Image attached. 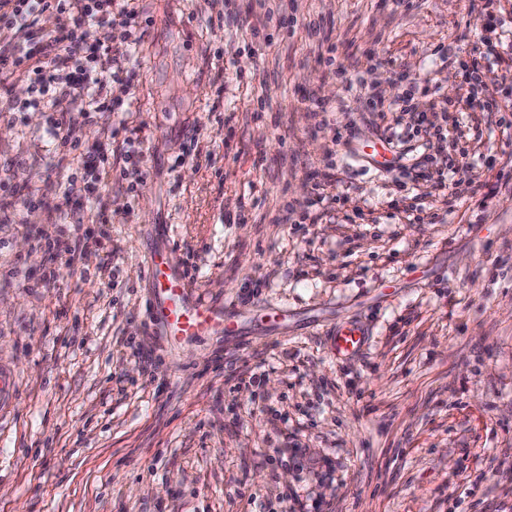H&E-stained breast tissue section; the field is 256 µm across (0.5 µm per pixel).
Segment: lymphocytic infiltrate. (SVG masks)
Listing matches in <instances>:
<instances>
[{
	"label": "lymphocytic infiltrate",
	"mask_w": 512,
	"mask_h": 512,
	"mask_svg": "<svg viewBox=\"0 0 512 512\" xmlns=\"http://www.w3.org/2000/svg\"><path fill=\"white\" fill-rule=\"evenodd\" d=\"M58 16L59 26L48 34L39 49L28 45V36L47 12ZM128 0H0V22L14 26L13 42L0 45V76L26 73L36 91L30 107L51 111L54 136L69 140L67 153L57 168L68 170L83 163L80 142L65 124L67 112H115L114 93L132 97L133 85L125 74L138 40L116 45L91 42L98 25H114L117 18L133 17Z\"/></svg>",
	"instance_id": "obj_1"
}]
</instances>
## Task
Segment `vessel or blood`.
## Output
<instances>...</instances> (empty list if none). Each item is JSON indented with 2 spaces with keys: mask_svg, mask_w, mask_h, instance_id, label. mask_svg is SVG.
<instances>
[{
  "mask_svg": "<svg viewBox=\"0 0 512 512\" xmlns=\"http://www.w3.org/2000/svg\"><path fill=\"white\" fill-rule=\"evenodd\" d=\"M146 277L152 290L149 309L170 336H206L216 332L240 333L241 310L233 304L218 307L193 296L185 287L172 250L150 252ZM364 328L359 323L336 326L331 345L338 357L346 358L360 350Z\"/></svg>",
  "mask_w": 512,
  "mask_h": 512,
  "instance_id": "1",
  "label": "vessel or blood"
}]
</instances>
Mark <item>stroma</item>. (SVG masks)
<instances>
[{
  "mask_svg": "<svg viewBox=\"0 0 512 512\" xmlns=\"http://www.w3.org/2000/svg\"><path fill=\"white\" fill-rule=\"evenodd\" d=\"M134 5L91 34L143 37L103 168L51 169L49 111L0 80V512H512V139L477 106L512 100V0ZM408 91L448 106L447 192L370 158L417 157L372 122ZM318 184V223H277ZM160 226L195 295L248 305L242 335L163 336ZM365 336L364 328L355 322L349 325H336L331 338V345L336 356L346 358L360 350Z\"/></svg>",
  "mask_w": 512,
  "mask_h": 512,
  "instance_id": "obj_1",
  "label": "stroma"
}]
</instances>
